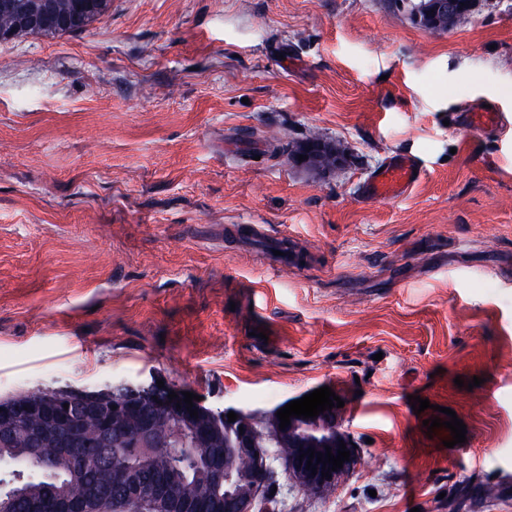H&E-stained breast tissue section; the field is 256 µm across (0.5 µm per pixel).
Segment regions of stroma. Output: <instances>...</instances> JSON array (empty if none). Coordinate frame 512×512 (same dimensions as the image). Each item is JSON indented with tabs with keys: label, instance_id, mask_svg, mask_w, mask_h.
I'll return each instance as SVG.
<instances>
[{
	"label": "stroma",
	"instance_id": "35a3bbf8",
	"mask_svg": "<svg viewBox=\"0 0 512 512\" xmlns=\"http://www.w3.org/2000/svg\"><path fill=\"white\" fill-rule=\"evenodd\" d=\"M484 104L512 115V0L444 33L404 0H112L0 41V397L154 377L262 417L328 386L361 463L325 494L276 463L279 512H512V139L452 122ZM401 152L421 181L364 199ZM60 3L52 6V13L62 17L68 18L63 23H50L55 26L44 27L43 24H37L38 26L31 29L33 32H50L54 34H70L82 31L86 29L92 22L103 17L109 9L110 0L105 1L108 4L107 10L102 16L96 17V12L99 13V0H82L86 1L81 5L79 10L73 4V1L78 0H58Z\"/></svg>",
	"mask_w": 512,
	"mask_h": 512
}]
</instances>
